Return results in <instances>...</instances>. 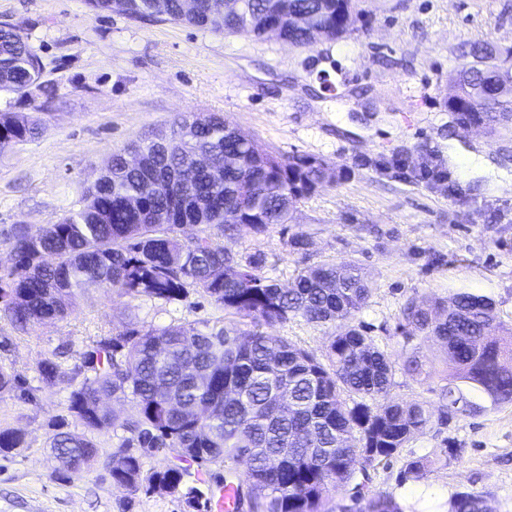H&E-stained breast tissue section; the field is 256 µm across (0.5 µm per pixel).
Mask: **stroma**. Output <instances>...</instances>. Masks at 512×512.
I'll list each match as a JSON object with an SVG mask.
<instances>
[{
  "mask_svg": "<svg viewBox=\"0 0 512 512\" xmlns=\"http://www.w3.org/2000/svg\"><path fill=\"white\" fill-rule=\"evenodd\" d=\"M357 8L365 28L297 49L273 36L133 20L116 8L97 14L86 0H0V24L28 36L43 83L57 90L50 101L37 88L24 98L0 93V113L41 122L36 139L0 153V269L12 265V225L35 234L59 222L82 206L113 153L183 114L216 113L260 151L310 156L341 174L301 200L287 228L235 244L264 256L281 287L306 265L356 263L371 290L357 319L396 357L405 350L401 310L413 298L486 294L511 326L512 125H458L448 101L462 46L512 48V0H358ZM324 75L332 91L321 89ZM471 156L480 167L467 166ZM297 233L308 237L306 251L290 247ZM132 314L156 327L223 316L195 293L163 305L90 288L75 294L64 321L17 333L0 320V337L11 339L0 364L36 389L34 401H0V426L26 439L17 455L0 457V512H186L161 489L127 501L91 476L50 477L48 421L64 414L68 392L41 384L36 362L58 347L79 351ZM421 352L433 377L396 373L397 399L437 401L446 355L427 344ZM447 440L462 454L425 484L400 485L394 463L371 470L372 487L416 512L463 491L484 495L492 512H512V406L415 434L404 454L433 456Z\"/></svg>",
  "mask_w": 512,
  "mask_h": 512,
  "instance_id": "stroma-1",
  "label": "stroma"
}]
</instances>
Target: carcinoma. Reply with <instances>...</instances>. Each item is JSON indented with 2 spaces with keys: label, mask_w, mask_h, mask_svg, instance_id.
Returning a JSON list of instances; mask_svg holds the SVG:
<instances>
[{
  "label": "carcinoma",
  "mask_w": 512,
  "mask_h": 512,
  "mask_svg": "<svg viewBox=\"0 0 512 512\" xmlns=\"http://www.w3.org/2000/svg\"><path fill=\"white\" fill-rule=\"evenodd\" d=\"M249 18L228 0H128L124 13L142 20L155 16L198 28L262 35L275 24L284 39L310 47L313 28L295 27L293 14L313 17L316 27L338 40L355 29L360 14L354 0H244ZM457 76L458 92L448 111L459 123L484 119L512 121V96L499 94L512 76L505 67L512 51L474 43ZM41 59L27 37L0 27V92L24 97L32 87L48 99L56 90L40 83ZM38 122L0 113V153L34 140ZM241 133L215 114L193 113L138 145L140 165L130 167L115 153L85 194V204L38 236L16 224L10 234L13 266L0 270V313L16 331L34 323L68 318L71 298L89 288L133 298L172 303L201 293L224 310L213 323L181 322L147 326L135 317L84 345L73 366L63 353L48 351L36 365L39 379L69 390L67 414L49 421V447L67 466L51 472L70 483L102 468L97 478L129 499L156 487L169 490L190 512H211L216 489L235 483L234 508L242 512H330L332 491L350 487L346 512H406L388 494L366 484L365 469L401 462L402 483L420 484L437 466L458 459L448 441L435 457L403 456L414 434L448 427L481 409L478 395L499 407L512 405V343L497 333L507 329L495 300L458 291L446 302L408 301L398 330L413 345L392 358L365 325L355 323L370 288L359 267L327 262L302 268L290 288L263 272L265 258L243 256L229 244L263 235L289 223L294 206L338 175L308 157H254ZM219 162L238 159L224 176L198 172L194 183L174 181L179 168L197 155ZM242 209V223H224V207ZM199 227L191 240L180 227ZM234 265L224 266L226 255ZM290 320L334 325L327 351L319 356L269 332ZM251 330L243 332L241 324ZM425 343L448 352V373L439 401L392 397L395 373L429 379L421 354ZM34 397L25 379L0 365V400ZM123 401L116 412L103 400ZM112 430L115 451L101 454L96 437ZM22 431L0 428V455L24 447ZM174 453L161 469L151 459ZM247 469L241 481L234 468ZM363 480L356 481L355 464ZM442 512H488L483 496L453 494Z\"/></svg>",
  "instance_id": "carcinoma-1"
}]
</instances>
